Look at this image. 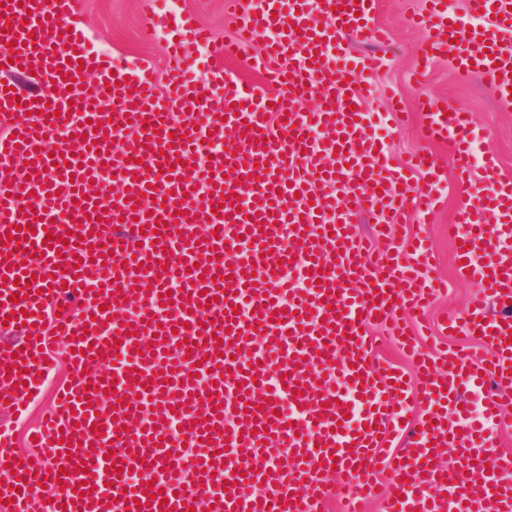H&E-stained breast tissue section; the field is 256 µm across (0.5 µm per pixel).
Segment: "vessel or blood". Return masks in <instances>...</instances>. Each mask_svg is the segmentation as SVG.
Returning <instances> with one entry per match:
<instances>
[{
  "mask_svg": "<svg viewBox=\"0 0 512 512\" xmlns=\"http://www.w3.org/2000/svg\"><path fill=\"white\" fill-rule=\"evenodd\" d=\"M467 4L461 20L450 0H425L421 61L453 49L459 75L481 73L511 104L512 0ZM77 5L0 0V75L35 70L45 87L0 88V401L23 407L49 341L73 368L29 440L44 464L0 430V512L41 494L47 512H323L331 496L358 512L383 470L388 512H512V452L486 453L512 403V179L472 163V113L427 102L423 133L452 145L463 182L491 185L457 208L458 272L481 291L444 325L492 358L433 355L400 325L408 380L376 361L367 326L420 312L438 287L398 254L371 256L354 219L388 237L408 210L433 209L437 181L428 154L390 165L366 133L382 60L347 56L350 40L381 35L374 0H225L238 32L225 42L182 16L161 82L95 51ZM259 33L273 96L222 67ZM191 46L202 65L187 64ZM107 169L121 193L89 192ZM70 298L82 311L47 323L46 306ZM410 396L428 410L386 452ZM450 444L461 462L446 469Z\"/></svg>",
  "mask_w": 512,
  "mask_h": 512,
  "instance_id": "obj_1",
  "label": "vessel or blood"
}]
</instances>
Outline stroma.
<instances>
[{
    "instance_id": "stroma-1",
    "label": "stroma",
    "mask_w": 512,
    "mask_h": 512,
    "mask_svg": "<svg viewBox=\"0 0 512 512\" xmlns=\"http://www.w3.org/2000/svg\"><path fill=\"white\" fill-rule=\"evenodd\" d=\"M151 0H80L76 20L92 41L95 50L112 57L152 65L163 71L167 64L168 35L164 28L151 23ZM423 0H375L374 20L388 35L384 44L350 42L349 50L359 55L368 52L384 57V65L375 77L376 95L369 111L373 129L385 152L398 162L408 155L428 150L441 171L442 182L435 210L429 215L409 214L407 223L393 228L391 241L379 240L378 249L394 248L405 252L413 237L425 236L432 250L431 265L426 274L445 281L446 286L434 300L430 324L422 341L436 350L480 355L484 349L477 340L467 336L442 335L438 332L443 314L463 311L479 290L476 281L463 279L457 270L455 242L448 230L458 204L464 199L462 186L452 166L447 143L426 144L421 135L425 119L421 105L440 100L452 107L473 112L484 130L494 153L500 176L512 178V107L503 106L483 75L459 77L450 57L433 60L420 81H413L411 71L418 62V53L425 40L423 30L410 27L408 15L420 10ZM177 8L194 14L219 39L233 37L234 29L224 15V0H177ZM268 66L263 57L261 41L243 47L237 59L226 61L225 71L244 83L260 87ZM399 100L405 114L399 127H389L385 114L390 100ZM52 368L30 397L24 414H16L9 406L0 407V424L8 428L16 450L28 459H35L28 437L54 406V394L69 377L70 368L61 345L51 347Z\"/></svg>"
}]
</instances>
